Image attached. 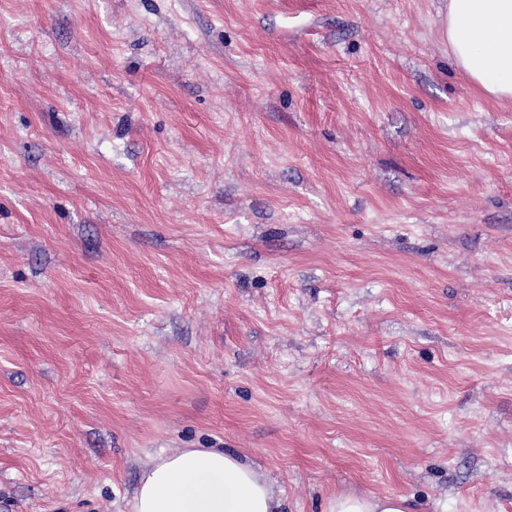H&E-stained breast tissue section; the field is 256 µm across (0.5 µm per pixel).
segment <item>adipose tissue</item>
<instances>
[{"label": "adipose tissue", "instance_id": "adipose-tissue-1", "mask_svg": "<svg viewBox=\"0 0 512 512\" xmlns=\"http://www.w3.org/2000/svg\"><path fill=\"white\" fill-rule=\"evenodd\" d=\"M456 67L485 96L512 102V0H448ZM265 476L238 455L184 448L142 473L132 512H280ZM406 497L339 494L329 512H410Z\"/></svg>", "mask_w": 512, "mask_h": 512}]
</instances>
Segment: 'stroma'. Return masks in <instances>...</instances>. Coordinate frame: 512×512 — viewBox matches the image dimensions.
<instances>
[{
    "mask_svg": "<svg viewBox=\"0 0 512 512\" xmlns=\"http://www.w3.org/2000/svg\"><path fill=\"white\" fill-rule=\"evenodd\" d=\"M448 0H0V512L220 448L281 512H512V104ZM408 499L399 495L359 496L337 494L331 501L329 512H411Z\"/></svg>",
    "mask_w": 512,
    "mask_h": 512,
    "instance_id": "1",
    "label": "stroma"
}]
</instances>
